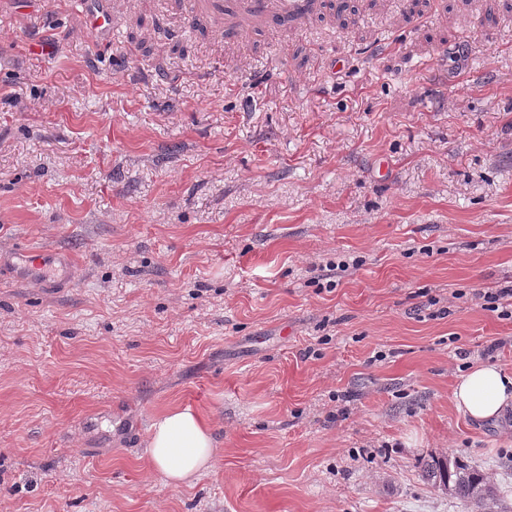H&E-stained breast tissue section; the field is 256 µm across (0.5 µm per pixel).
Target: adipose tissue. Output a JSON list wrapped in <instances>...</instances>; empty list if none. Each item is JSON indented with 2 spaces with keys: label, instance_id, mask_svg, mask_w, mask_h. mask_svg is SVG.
Masks as SVG:
<instances>
[{
  "label": "adipose tissue",
  "instance_id": "ef3b65f1",
  "mask_svg": "<svg viewBox=\"0 0 512 512\" xmlns=\"http://www.w3.org/2000/svg\"><path fill=\"white\" fill-rule=\"evenodd\" d=\"M453 398L465 416L493 419L512 402V377L491 366H474L456 383ZM148 454L168 483H190L215 457L211 427L191 409L170 410L152 424Z\"/></svg>",
  "mask_w": 512,
  "mask_h": 512
}]
</instances>
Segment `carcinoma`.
I'll return each instance as SVG.
<instances>
[{
	"label": "carcinoma",
	"instance_id": "obj_1",
	"mask_svg": "<svg viewBox=\"0 0 512 512\" xmlns=\"http://www.w3.org/2000/svg\"><path fill=\"white\" fill-rule=\"evenodd\" d=\"M422 473L433 489L448 492L469 512H487L489 507L498 505V491L486 475L453 454L425 461Z\"/></svg>",
	"mask_w": 512,
	"mask_h": 512
}]
</instances>
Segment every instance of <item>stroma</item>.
Wrapping results in <instances>:
<instances>
[{
	"instance_id": "1",
	"label": "stroma",
	"mask_w": 512,
	"mask_h": 512,
	"mask_svg": "<svg viewBox=\"0 0 512 512\" xmlns=\"http://www.w3.org/2000/svg\"><path fill=\"white\" fill-rule=\"evenodd\" d=\"M224 0H0V512H466L451 453L512 508V0H315L293 27ZM386 176H379V161ZM216 462L174 487L154 421ZM75 2L82 10H85V16L92 31L100 33L111 31L112 2L110 0H78ZM74 258L67 251L43 252L18 247L8 254L0 253L1 270H8L21 281L59 284L69 280ZM453 398L465 416L476 421L493 419L512 400V377L494 367L476 365L456 383ZM210 425L190 408L173 409L151 426L148 454L171 485L190 484L215 457ZM422 473L434 490H448V494L460 500L468 511L486 512L500 501L496 487L486 475L453 454L426 460Z\"/></svg>"
}]
</instances>
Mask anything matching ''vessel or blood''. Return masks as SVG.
Returning a JSON list of instances; mask_svg holds the SVG:
<instances>
[{"label": "vessel or blood", "mask_w": 512, "mask_h": 512, "mask_svg": "<svg viewBox=\"0 0 512 512\" xmlns=\"http://www.w3.org/2000/svg\"><path fill=\"white\" fill-rule=\"evenodd\" d=\"M84 10L92 31L107 33L112 29L111 0H77ZM74 258L66 251L43 252L19 247L7 254L0 253V271H9L21 281L59 284L69 280Z\"/></svg>", "instance_id": "b4317fda"}]
</instances>
